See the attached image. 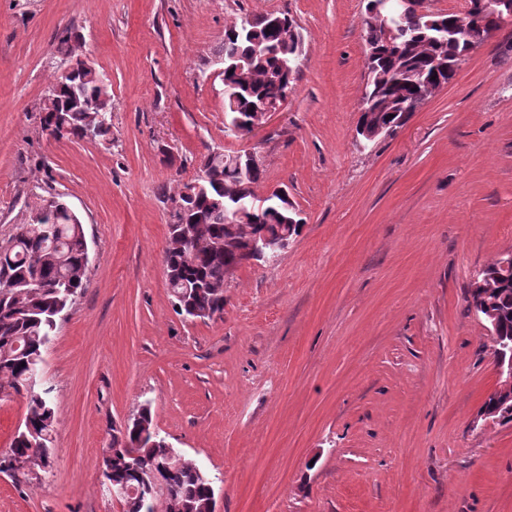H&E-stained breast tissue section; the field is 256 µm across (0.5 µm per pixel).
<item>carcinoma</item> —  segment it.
I'll return each instance as SVG.
<instances>
[{
  "instance_id": "carcinoma-1",
  "label": "carcinoma",
  "mask_w": 512,
  "mask_h": 512,
  "mask_svg": "<svg viewBox=\"0 0 512 512\" xmlns=\"http://www.w3.org/2000/svg\"><path fill=\"white\" fill-rule=\"evenodd\" d=\"M470 16L454 13L418 14L367 9L365 43L374 48L368 55L363 97L371 102L361 113L358 126L383 125L396 130L407 119L404 95L431 79L456 76L471 52L466 31ZM296 28L286 13L243 17L224 34V127L230 132L253 118L260 102L286 98L296 86L299 46L290 38ZM396 33L398 50L386 44V31ZM61 65L74 64L71 72L60 73L48 91L40 113V126L61 125L77 139L89 128L96 138L111 134L112 99L91 79H85L73 61L75 49L63 39L57 46ZM233 155L213 157L201 173L216 185L238 182ZM183 184L170 197L174 204L169 225V245L164 264L168 285L178 313L210 319L224 314V280L227 270L239 264V249L224 248L233 237L238 245L261 231L282 235L292 241L301 231L302 218L287 199L274 196L237 220L238 201L227 200L224 209L210 205L209 196L184 197ZM47 197L28 203L20 222L8 233H0V392L11 390L25 399L27 424L18 431L4 463L16 457L42 466L51 458L55 410L51 389L31 381L40 365L43 347L57 328V316L70 308L85 288L89 266L84 261L87 245L83 224L58 203L42 218ZM467 310L486 322L487 310L494 312L493 335L512 343V274L505 275L500 262L482 269L474 277L466 297ZM512 398L490 393L479 412L503 416ZM112 476L114 483L139 489V475L160 467L163 482L156 485L153 503L164 512H206L213 493L208 475L196 464L177 459L165 438L153 426L151 408L144 405L126 426L112 433Z\"/></svg>"
}]
</instances>
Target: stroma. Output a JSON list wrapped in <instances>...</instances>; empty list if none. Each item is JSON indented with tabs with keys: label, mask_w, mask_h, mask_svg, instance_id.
I'll list each match as a JSON object with an SVG mask.
<instances>
[{
	"label": "stroma",
	"mask_w": 512,
	"mask_h": 512,
	"mask_svg": "<svg viewBox=\"0 0 512 512\" xmlns=\"http://www.w3.org/2000/svg\"><path fill=\"white\" fill-rule=\"evenodd\" d=\"M366 0H0V231L52 192L80 219L86 288L59 321L52 464L0 473V512H121L112 431L150 405L215 481L219 512H512V424L470 423L496 384L468 312L512 251V24L389 136L360 144ZM285 11L296 90L249 141L224 130L218 52L242 17ZM70 37L109 81L112 137H46ZM252 149L304 226L225 278L224 315L177 314L170 193L207 151Z\"/></svg>",
	"instance_id": "1"
}]
</instances>
